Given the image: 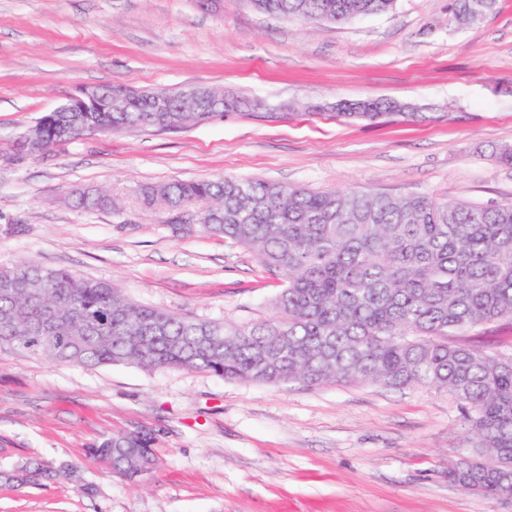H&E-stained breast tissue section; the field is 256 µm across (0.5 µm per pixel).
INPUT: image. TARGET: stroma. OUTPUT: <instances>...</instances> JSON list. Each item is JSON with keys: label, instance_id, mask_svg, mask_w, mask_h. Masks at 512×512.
Segmentation results:
<instances>
[{"label": "stroma", "instance_id": "1", "mask_svg": "<svg viewBox=\"0 0 512 512\" xmlns=\"http://www.w3.org/2000/svg\"><path fill=\"white\" fill-rule=\"evenodd\" d=\"M224 90L253 109L177 131L84 135L26 155L17 137L84 86ZM391 99L410 116H336ZM512 0L460 26L448 0L314 26L249 0H0V266L23 260L109 282L131 301L258 323L284 284L223 238L184 234L141 189L219 177L313 190L512 201ZM104 188L112 209H84ZM142 427L157 471L134 485L89 447ZM458 403L413 386L266 385L179 369L86 368L0 352V469L40 459L65 478L0 482V512H512L449 482L469 455Z\"/></svg>", "mask_w": 512, "mask_h": 512}]
</instances>
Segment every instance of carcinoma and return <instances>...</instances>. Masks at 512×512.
Wrapping results in <instances>:
<instances>
[{
  "mask_svg": "<svg viewBox=\"0 0 512 512\" xmlns=\"http://www.w3.org/2000/svg\"><path fill=\"white\" fill-rule=\"evenodd\" d=\"M268 15L313 25L380 14L394 0H251ZM472 0H451L449 18L477 21ZM250 104L206 95L194 112L178 101L158 112L155 92H143L119 112L49 115L46 139L56 131L173 130L202 123ZM346 103L339 111L374 121L396 103L378 100L370 111ZM143 202L175 213L202 203L198 230L222 236L285 277L272 300L274 314L255 324H226L140 305L114 285L47 268L34 260L0 267V349L54 363L95 367L129 364L144 370L183 369L228 380L310 387L372 384L390 389L424 386L460 405L472 455L448 481L491 496L512 493V357L448 336L512 319V203L484 206L394 197L368 192L316 191L231 177L151 185ZM59 324L31 331L47 311ZM89 452L129 482L159 464L154 434L133 428ZM65 477L86 495L93 487L70 465L48 462L0 472L23 486Z\"/></svg>",
  "mask_w": 512,
  "mask_h": 512,
  "instance_id": "1",
  "label": "carcinoma"
}]
</instances>
